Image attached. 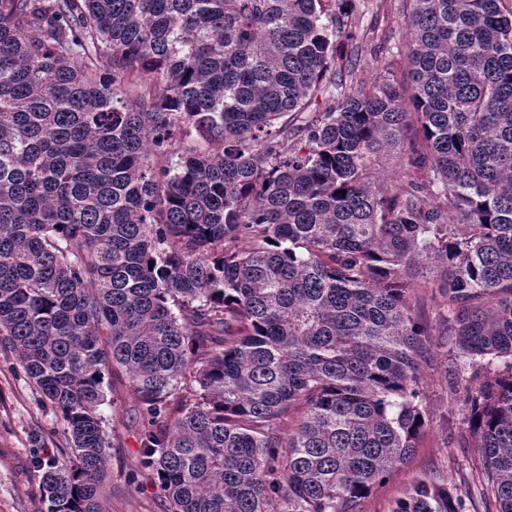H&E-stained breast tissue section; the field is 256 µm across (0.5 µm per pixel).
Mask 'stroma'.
Instances as JSON below:
<instances>
[{"mask_svg":"<svg viewBox=\"0 0 512 512\" xmlns=\"http://www.w3.org/2000/svg\"><path fill=\"white\" fill-rule=\"evenodd\" d=\"M408 9V0H384L379 6L373 0H357L352 18L357 35L353 60L360 78L385 83L405 70L406 58L391 56L389 50L408 38L403 23ZM423 373L421 398L427 427L409 463L394 470L371 493L363 512H390L395 499L418 477L461 490L473 485L470 472L480 450L463 431L468 406L461 382L470 369L465 361L454 359L447 337L436 335ZM106 383L102 412L111 443L104 464L107 512H168L169 503L155 474L140 463L147 422L127 376L116 369ZM37 451L60 458L70 449L60 421L41 404L14 351L0 340V512H46L31 466Z\"/></svg>","mask_w":512,"mask_h":512,"instance_id":"1","label":"stroma"}]
</instances>
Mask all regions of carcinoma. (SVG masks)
Wrapping results in <instances>:
<instances>
[{"label": "carcinoma", "mask_w": 512, "mask_h": 512, "mask_svg": "<svg viewBox=\"0 0 512 512\" xmlns=\"http://www.w3.org/2000/svg\"><path fill=\"white\" fill-rule=\"evenodd\" d=\"M355 2L0 0V338L71 449L33 457L46 512H103L117 367L170 512H362L426 426L419 266L481 492L391 512H512V0H411L399 88L336 66ZM423 275L427 276V278L431 277V273H425V271L420 270L419 273L417 271H411L410 278L411 281L415 283L414 290V302L416 305V311L418 312L420 319L423 323H426L430 328H438L440 324V314L442 312V305L440 302V298L438 294L434 298L431 295L430 289L426 288H418L426 279L422 277Z\"/></svg>", "instance_id": "cac0c4a2"}]
</instances>
